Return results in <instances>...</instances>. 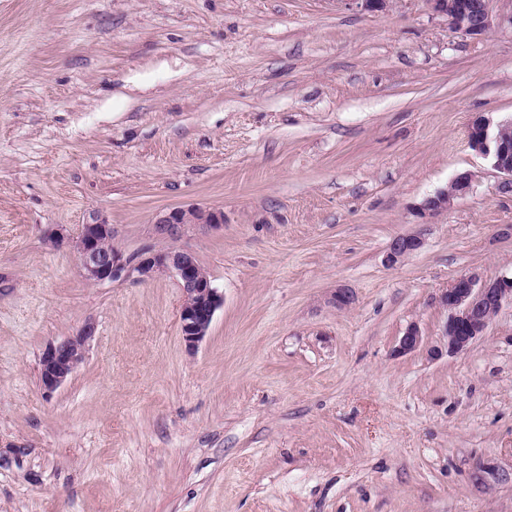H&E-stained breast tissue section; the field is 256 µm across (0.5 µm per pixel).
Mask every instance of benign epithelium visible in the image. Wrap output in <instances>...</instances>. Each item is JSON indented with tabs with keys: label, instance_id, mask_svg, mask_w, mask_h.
I'll return each mask as SVG.
<instances>
[{
	"label": "benign epithelium",
	"instance_id": "benign-epithelium-1",
	"mask_svg": "<svg viewBox=\"0 0 512 512\" xmlns=\"http://www.w3.org/2000/svg\"><path fill=\"white\" fill-rule=\"evenodd\" d=\"M428 10L445 17L450 29L463 35H483L492 29L494 19L488 0H423ZM472 149L490 161L502 176L499 188L512 193V118L492 124L486 118L474 120L469 128ZM472 175H458L450 187L428 198L423 212L437 214L448 210L454 199L470 191ZM156 234L163 239H175L187 225L201 224L219 228L224 224V211L195 206L177 207L159 213L154 221ZM57 245L70 244L78 255L82 275L89 283L100 284L127 278L141 280L171 274L182 290L179 322L182 339L188 351H195L209 331L222 295L214 288L208 272L196 256L182 248L164 246L158 249L124 256L111 249L112 225L102 221L82 224L74 235L65 229L51 231ZM423 244L418 234L395 237L389 244L385 261L394 266ZM512 303V276L493 282L481 280L476 273L457 278L439 298L448 312L443 336L448 352L461 353L486 331L491 320L504 304ZM96 333L92 322L85 323L73 336L49 343L40 359V384L50 395L63 386L84 359V347ZM422 335L418 326L410 324L400 337L397 352L407 354L420 350Z\"/></svg>",
	"mask_w": 512,
	"mask_h": 512
}]
</instances>
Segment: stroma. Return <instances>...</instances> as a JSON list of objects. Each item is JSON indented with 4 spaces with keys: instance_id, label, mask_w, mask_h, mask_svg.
Here are the masks:
<instances>
[{
    "instance_id": "1",
    "label": "stroma",
    "mask_w": 512,
    "mask_h": 512,
    "mask_svg": "<svg viewBox=\"0 0 512 512\" xmlns=\"http://www.w3.org/2000/svg\"><path fill=\"white\" fill-rule=\"evenodd\" d=\"M489 6L466 36L423 0H0V512H512V305L449 354L438 303L512 274V194L468 139L512 117ZM187 206L224 211L175 241L223 296L192 353L174 277L92 285L48 237L103 221L129 256ZM472 187V175L463 173L458 175L450 188L437 192L434 196L428 198L423 205L424 214H437L448 210L454 199L470 191ZM422 244V238L418 234L399 235L390 242L385 261L389 266L397 265L408 255L419 250ZM96 333L92 322L85 323L73 336L49 343L40 359V384L50 395L63 386L84 359V347Z\"/></svg>"
}]
</instances>
